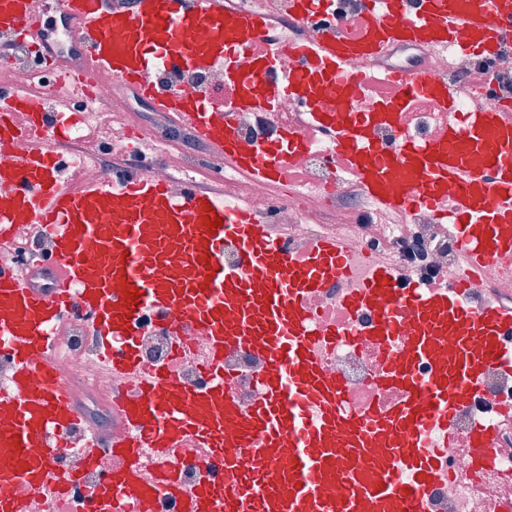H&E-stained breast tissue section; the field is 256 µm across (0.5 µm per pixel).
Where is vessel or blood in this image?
I'll return each mask as SVG.
<instances>
[{
    "label": "vessel or blood",
    "instance_id": "vessel-or-blood-1",
    "mask_svg": "<svg viewBox=\"0 0 512 512\" xmlns=\"http://www.w3.org/2000/svg\"><path fill=\"white\" fill-rule=\"evenodd\" d=\"M291 18L320 20L311 39L291 38L296 71L282 79L271 16L235 11L231 0H0V27L35 46L70 99L107 70L155 109L196 128L227 164L256 180L300 179L290 162L306 140L284 130L276 140L242 146L230 112L156 93L159 67L207 66L244 46L259 53L251 84L266 95H238V107L274 109L282 95L303 97L306 119L325 134L338 168L358 180L379 208L412 214L422 206L445 213L468 267L512 275V96L474 98L460 108L455 89L422 65L387 70L382 89L360 105L371 76L353 59L384 55L395 45L450 49L486 62L512 52V0H362L346 21L340 0H284ZM52 21H45V14ZM213 31L195 42L199 25ZM336 99L333 111L319 99ZM427 101L447 122L423 139L372 138L374 127L411 122ZM72 124L65 104L44 108L24 88L0 96V244L25 224L40 226L52 293L35 291L27 272L0 265V355L13 365V388L0 395V512H21L13 485L52 489L47 458L35 448L64 437L80 422L66 386L39 356L52 328L71 317L98 333L111 371L134 379L136 399L121 406L135 431L116 446L126 469L105 483L91 512H117V493L134 489L148 502L175 495L180 512H426V492L440 477L429 433L447 427L470 405L485 374L512 367V306L472 296L476 278L430 291L378 268L346 309L367 312L363 346L383 350L368 411L346 406L343 380L326 372L314 348L307 297L348 271V246L327 237L293 260L245 207L224 204L211 189L189 184L180 199L146 171L73 184L60 161ZM51 134L24 153L6 146L19 136ZM220 226H211L212 218ZM232 249L235 267L224 265ZM95 253L96 262L85 259ZM171 331L188 326L208 338L207 382L190 386L158 369L144 373L135 348L142 310ZM245 350L261 358V397L244 409L224 382V356ZM493 427L467 435L477 454L490 448ZM209 448L221 469L238 473L232 488L212 475L183 483L169 474L146 480L139 448Z\"/></svg>",
    "mask_w": 512,
    "mask_h": 512
}]
</instances>
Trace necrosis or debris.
Masks as SVG:
<instances>
[{
  "instance_id": "necrosis-or-debris-1",
  "label": "necrosis or debris",
  "mask_w": 512,
  "mask_h": 512,
  "mask_svg": "<svg viewBox=\"0 0 512 512\" xmlns=\"http://www.w3.org/2000/svg\"><path fill=\"white\" fill-rule=\"evenodd\" d=\"M255 63L254 53L237 52L229 61H217L203 71L163 68L157 78L171 92L204 99L208 111L218 112L222 106L215 98L223 94L229 70L245 74ZM428 67L435 75L456 85L461 106L469 105L475 93L472 76L478 69L477 60L443 51L429 57ZM89 102L99 112L108 114L109 119L95 135L84 134L79 125L71 130L69 143L74 148V171L86 181L105 174V157L127 156L133 136L159 145L178 130L165 114L157 113L152 121H144V104L127 97L121 82L106 72L98 76ZM236 122L242 143L249 145L274 138L282 126L303 127L304 118L295 100L283 96L277 100L274 113L240 111ZM293 163L310 175L315 189L293 182L252 180L231 170L223 155L207 150H189L181 157L156 154L151 171L176 198L183 192V179L196 173L223 181L225 201L243 204L271 224L274 235L291 255L309 253L327 234L346 239L350 279L306 300L314 330L324 332L338 324L358 332L365 329V317L343 308L340 296L359 285L372 264L387 265L400 277L425 288L445 286L449 269L458 267L460 258L459 245L445 219L424 210L394 215L373 208L355 177L337 170L331 163L329 143L317 134H310L307 150L296 155ZM137 333L138 353L144 368L165 365L187 384L200 380L206 337L188 329L176 337L145 319L139 323ZM52 338L54 350L50 363L80 406L84 422L82 429L74 430L67 437L66 447L42 448L38 454L50 459L55 474L80 470L84 481L66 496L38 492L24 484L16 485L13 493L22 503L23 512H87L101 480L123 470L126 462L101 453L96 455L95 466L87 467L86 459L92 452L83 440L82 430L96 429L100 438L115 443L132 438V431L114 403L136 396L138 388L134 380L103 368L94 341L79 323L54 330ZM319 353L326 370L344 379L348 409L362 411L374 389L377 351L348 341L321 344ZM224 366L229 373V390L243 407H251L260 397L255 378L263 369L262 360L233 351L225 355ZM479 422L497 430L494 446L481 464L474 462L467 445L469 429ZM434 440L441 447L440 466L444 475L427 493V512H498L502 502L512 501V372L489 371L471 405L458 415L453 433L435 435ZM137 461L148 475L155 477L165 469L174 468L189 483L213 467L211 451L207 448H186L168 458L161 457L157 449L142 448Z\"/></svg>"
}]
</instances>
